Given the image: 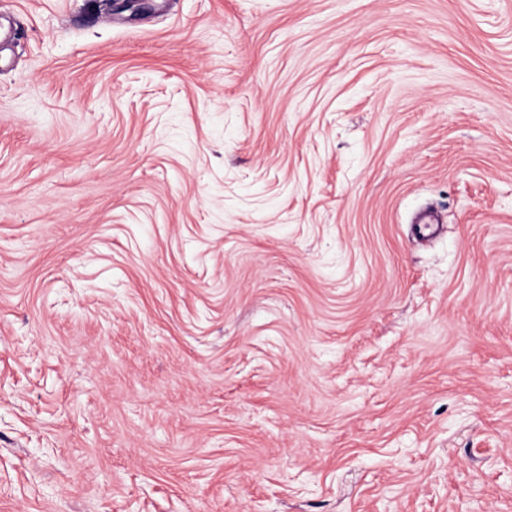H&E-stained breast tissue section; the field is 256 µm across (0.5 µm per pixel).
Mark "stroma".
<instances>
[{
  "mask_svg": "<svg viewBox=\"0 0 512 512\" xmlns=\"http://www.w3.org/2000/svg\"><path fill=\"white\" fill-rule=\"evenodd\" d=\"M0 512H512V0H0Z\"/></svg>",
  "mask_w": 512,
  "mask_h": 512,
  "instance_id": "obj_1",
  "label": "stroma"
}]
</instances>
